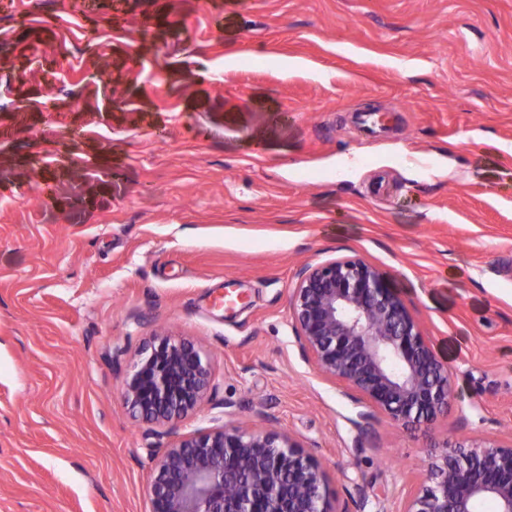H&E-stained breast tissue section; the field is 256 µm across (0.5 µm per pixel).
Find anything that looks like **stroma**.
Wrapping results in <instances>:
<instances>
[{"instance_id":"stroma-1","label":"stroma","mask_w":512,"mask_h":512,"mask_svg":"<svg viewBox=\"0 0 512 512\" xmlns=\"http://www.w3.org/2000/svg\"><path fill=\"white\" fill-rule=\"evenodd\" d=\"M352 256L448 368L427 425L299 355L296 270ZM159 332L215 373L177 433L285 430L335 512L512 436V0H0V512H149L169 439L123 382Z\"/></svg>"}]
</instances>
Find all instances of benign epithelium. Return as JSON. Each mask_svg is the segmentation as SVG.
<instances>
[{
  "label": "benign epithelium",
  "mask_w": 512,
  "mask_h": 512,
  "mask_svg": "<svg viewBox=\"0 0 512 512\" xmlns=\"http://www.w3.org/2000/svg\"><path fill=\"white\" fill-rule=\"evenodd\" d=\"M303 360L389 421L417 427L448 409V368L380 271L357 257L301 266L289 299ZM208 353L162 335L124 380L129 412L171 437L150 457L151 512H335L327 471L289 434L226 422L177 434L214 387ZM512 512V438L446 442L399 512Z\"/></svg>",
  "instance_id": "obj_1"
}]
</instances>
